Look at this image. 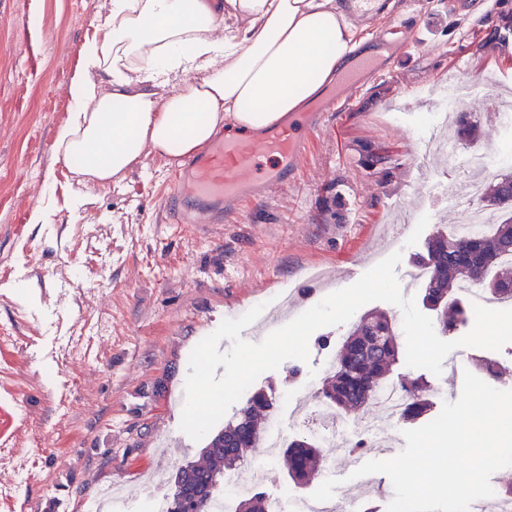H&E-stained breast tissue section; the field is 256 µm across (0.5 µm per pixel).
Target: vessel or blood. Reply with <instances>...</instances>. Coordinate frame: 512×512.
<instances>
[{
	"label": "vessel or blood",
	"instance_id": "b4317fda",
	"mask_svg": "<svg viewBox=\"0 0 512 512\" xmlns=\"http://www.w3.org/2000/svg\"><path fill=\"white\" fill-rule=\"evenodd\" d=\"M381 70L378 55L358 60L340 75L336 96L309 111L289 115L259 135L214 137L173 175L164 206L177 224H220L238 217L246 202L264 198L271 182L296 179L306 158L309 134L318 131L343 96L363 87ZM323 293L306 277L292 291V307H305Z\"/></svg>",
	"mask_w": 512,
	"mask_h": 512
}]
</instances>
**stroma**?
<instances>
[{
  "label": "stroma",
  "instance_id": "1",
  "mask_svg": "<svg viewBox=\"0 0 512 512\" xmlns=\"http://www.w3.org/2000/svg\"><path fill=\"white\" fill-rule=\"evenodd\" d=\"M455 2L392 0L366 22L364 39L384 33L404 47L385 75L329 114L295 181L240 218L175 224L161 209L176 170L166 158L147 154L122 181L87 186L55 147L82 48L109 0H0V127L9 131L0 139V448L17 453L0 468V512H98L103 490L116 484L129 512H150L151 498L170 494L172 474L204 446L188 441L173 403L203 338L276 302L313 269L368 261L397 208L412 210L404 269L452 225L447 204L421 212L435 182L422 179L411 155L419 92L463 77L512 85V39L495 35L512 22V0L467 10ZM450 109L478 127L468 148L491 150L497 162L512 152V126L489 118L495 98H456ZM37 205L48 208V223H29ZM11 281L28 299L4 291ZM349 329H317L309 361H285L254 389L271 392L282 416L295 396L317 407L324 359ZM481 355L507 367L499 386L512 389V343L454 350L450 377L398 360L393 377L426 380L431 408L395 423L396 450L406 445L403 431L459 399Z\"/></svg>",
  "mask_w": 512,
  "mask_h": 512
}]
</instances>
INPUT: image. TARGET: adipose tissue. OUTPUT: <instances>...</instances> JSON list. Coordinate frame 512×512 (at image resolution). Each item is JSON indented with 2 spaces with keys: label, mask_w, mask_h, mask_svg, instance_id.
Listing matches in <instances>:
<instances>
[{
  "label": "adipose tissue",
  "mask_w": 512,
  "mask_h": 512,
  "mask_svg": "<svg viewBox=\"0 0 512 512\" xmlns=\"http://www.w3.org/2000/svg\"><path fill=\"white\" fill-rule=\"evenodd\" d=\"M231 19L249 26L227 28ZM358 34L341 0H110L56 150L86 185L123 179L148 150L181 163L218 128L255 132L300 111Z\"/></svg>",
  "instance_id": "obj_1"
}]
</instances>
